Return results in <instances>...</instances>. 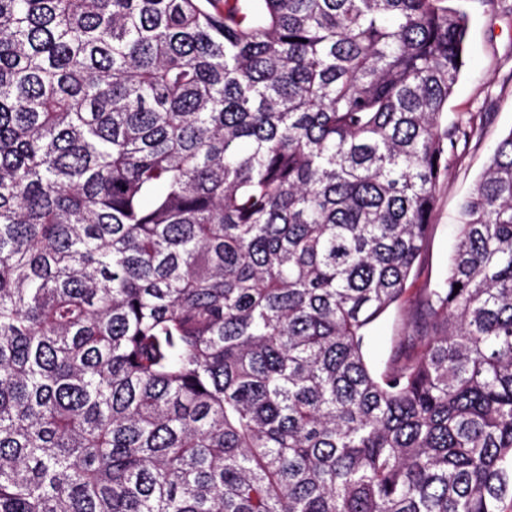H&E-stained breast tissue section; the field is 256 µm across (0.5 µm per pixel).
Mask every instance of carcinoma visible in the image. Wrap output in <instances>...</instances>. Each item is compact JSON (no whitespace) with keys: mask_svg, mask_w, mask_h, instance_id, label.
<instances>
[{"mask_svg":"<svg viewBox=\"0 0 512 512\" xmlns=\"http://www.w3.org/2000/svg\"><path fill=\"white\" fill-rule=\"evenodd\" d=\"M448 2L0 0V512H512V129L365 353L481 119ZM407 315V309L394 306L371 327L367 358L376 370L384 368L394 345V336L402 331Z\"/></svg>","mask_w":512,"mask_h":512,"instance_id":"carcinoma-1","label":"carcinoma"}]
</instances>
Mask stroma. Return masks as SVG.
<instances>
[{"label": "stroma", "instance_id": "obj_1", "mask_svg": "<svg viewBox=\"0 0 512 512\" xmlns=\"http://www.w3.org/2000/svg\"><path fill=\"white\" fill-rule=\"evenodd\" d=\"M463 5L470 19L467 65L448 101V115L483 113V128L480 137L450 163L447 177L436 187L432 230L416 282L420 288L436 287L445 276L455 242L458 204L478 180L497 142L512 130V0H500L495 8L484 0H463ZM406 319V309L395 306L371 327L367 358L375 369L384 368Z\"/></svg>", "mask_w": 512, "mask_h": 512}]
</instances>
